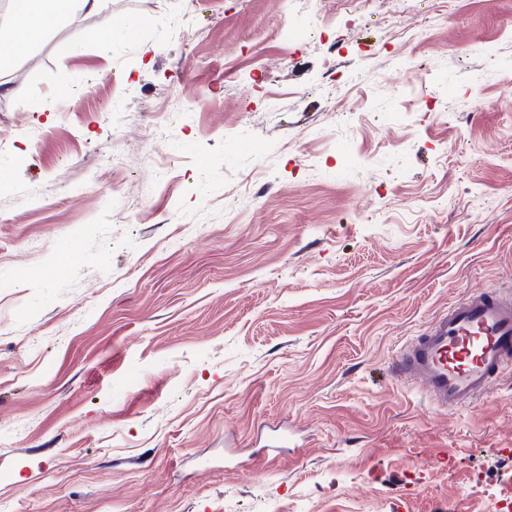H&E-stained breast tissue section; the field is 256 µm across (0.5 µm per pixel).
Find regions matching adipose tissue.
Wrapping results in <instances>:
<instances>
[{
    "label": "adipose tissue",
    "instance_id": "obj_1",
    "mask_svg": "<svg viewBox=\"0 0 512 512\" xmlns=\"http://www.w3.org/2000/svg\"><path fill=\"white\" fill-rule=\"evenodd\" d=\"M103 3L104 0H10L7 16L0 19V76L16 59L29 56L39 40L82 13L102 15V28L112 39L139 40L143 21L112 19L104 14Z\"/></svg>",
    "mask_w": 512,
    "mask_h": 512
}]
</instances>
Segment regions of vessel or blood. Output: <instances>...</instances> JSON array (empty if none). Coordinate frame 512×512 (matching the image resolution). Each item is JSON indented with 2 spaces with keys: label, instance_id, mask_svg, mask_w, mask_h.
<instances>
[{
  "label": "vessel or blood",
  "instance_id": "b4317fda",
  "mask_svg": "<svg viewBox=\"0 0 512 512\" xmlns=\"http://www.w3.org/2000/svg\"><path fill=\"white\" fill-rule=\"evenodd\" d=\"M511 364L512 298L496 293L449 308L394 360L398 376L421 382L431 403L448 410L489 396Z\"/></svg>",
  "mask_w": 512,
  "mask_h": 512
}]
</instances>
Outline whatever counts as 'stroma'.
<instances>
[{
	"label": "stroma",
	"mask_w": 512,
	"mask_h": 512,
	"mask_svg": "<svg viewBox=\"0 0 512 512\" xmlns=\"http://www.w3.org/2000/svg\"><path fill=\"white\" fill-rule=\"evenodd\" d=\"M105 10L0 89V512L512 502V368L392 371L512 294V0ZM145 23L141 20L121 18L113 20L112 15L103 16L102 28L107 36L120 41H138ZM512 362V298L471 296L440 316L397 353L399 377L424 385L437 408L458 410L489 396Z\"/></svg>",
	"instance_id": "35a3bbf8"
}]
</instances>
